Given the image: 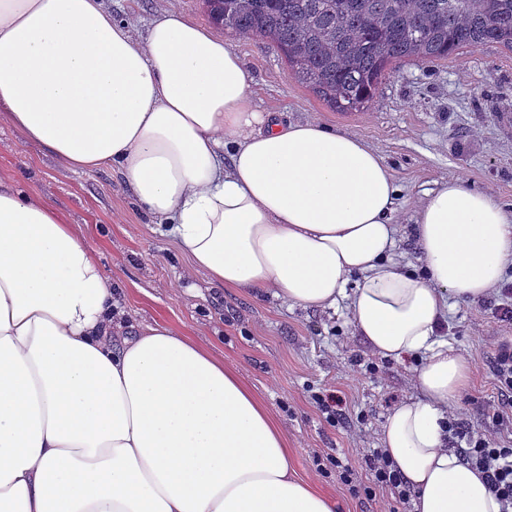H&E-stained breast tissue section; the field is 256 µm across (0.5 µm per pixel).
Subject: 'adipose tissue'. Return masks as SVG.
<instances>
[{
    "mask_svg": "<svg viewBox=\"0 0 512 512\" xmlns=\"http://www.w3.org/2000/svg\"><path fill=\"white\" fill-rule=\"evenodd\" d=\"M102 0H0V124L65 170L116 173L189 258L185 277L308 310L347 302L374 353L418 357V398L382 445L414 512H500L448 447L470 366L441 340L448 300L512 266V209L437 181L400 190L362 137L251 105L223 37L157 7L144 42ZM411 242L420 267L396 261ZM83 227L0 178V512H335L274 415L222 358L125 319Z\"/></svg>",
    "mask_w": 512,
    "mask_h": 512,
    "instance_id": "1",
    "label": "adipose tissue"
}]
</instances>
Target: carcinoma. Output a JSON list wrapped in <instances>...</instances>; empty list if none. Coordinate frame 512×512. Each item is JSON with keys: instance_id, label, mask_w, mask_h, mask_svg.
Here are the masks:
<instances>
[{"instance_id": "cac0c4a2", "label": "carcinoma", "mask_w": 512, "mask_h": 512, "mask_svg": "<svg viewBox=\"0 0 512 512\" xmlns=\"http://www.w3.org/2000/svg\"><path fill=\"white\" fill-rule=\"evenodd\" d=\"M215 27L277 50L288 77L358 112L394 69L468 45L512 50V0H202Z\"/></svg>"}]
</instances>
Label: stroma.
Returning <instances> with one entry per match:
<instances>
[{
  "label": "stroma",
  "instance_id": "1",
  "mask_svg": "<svg viewBox=\"0 0 512 512\" xmlns=\"http://www.w3.org/2000/svg\"><path fill=\"white\" fill-rule=\"evenodd\" d=\"M112 17L133 21L144 37L157 6L208 25L200 0H104ZM252 76L251 103L282 123L316 120L362 137L386 159L401 188L402 209L442 178H457L512 208V51L497 44L462 49L427 64H406L391 74L367 109L341 116L288 77L281 57L262 44L228 35ZM0 176H12L43 195L72 223L82 225L105 273L121 289V305L139 325L163 323L187 335L205 327L200 344L263 400L293 450L298 473L333 496L338 512H379L353 497L332 458L366 477L364 457L380 447L381 428L397 404L417 398L411 382L418 362L371 352L351 333L346 307L325 312L288 306L271 297L210 288L205 276L181 278L187 263L174 239L150 223L118 178L109 172L63 170L36 144L0 126ZM443 335L471 369L455 408L473 429L496 432L492 421L499 389L488 367L498 336L512 337L491 310L450 301ZM375 371H368V364ZM343 392L348 419L333 423L317 408V394Z\"/></svg>",
  "mask_w": 512,
  "mask_h": 512
}]
</instances>
